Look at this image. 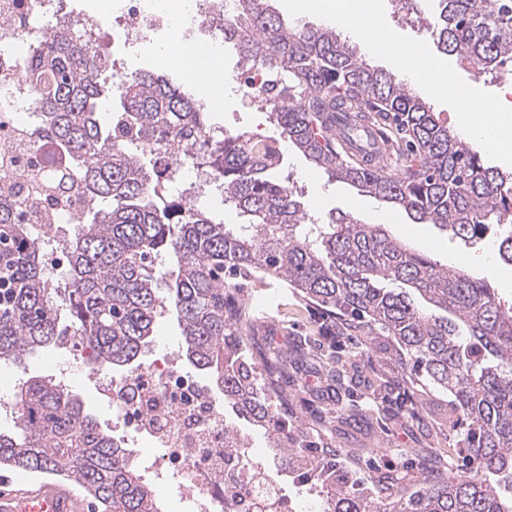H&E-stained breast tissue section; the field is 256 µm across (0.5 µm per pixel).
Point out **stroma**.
<instances>
[{"label": "stroma", "mask_w": 512, "mask_h": 512, "mask_svg": "<svg viewBox=\"0 0 512 512\" xmlns=\"http://www.w3.org/2000/svg\"><path fill=\"white\" fill-rule=\"evenodd\" d=\"M410 14L394 12L388 0H357L355 13L374 16L393 34L400 49H416L443 71L452 74L458 87L472 100L499 98L496 87L475 68L463 66L456 57L440 52L432 36L431 22L436 0H414ZM223 108L212 110L211 123L239 132L275 136L257 106L247 103L237 88L224 93ZM281 180L301 201L308 217L319 224L330 216L350 213L366 224H382L413 250L452 269L488 276L504 304L512 305V265L495 264L486 269L482 261L498 245L503 227L465 243L447 236L430 224L414 223L398 206L382 202L354 187L328 180L291 146L283 148L278 171ZM243 295L252 306L265 309L254 327L264 350L286 351L301 338H308V360L289 370L281 387L287 396L283 410L301 424L308 440L317 446L336 448L337 462L349 467L357 478L374 481L391 475L411 484L421 465L456 471L461 463L457 430L448 422L447 395L423 386L410 375L386 336L373 332L358 336H335L332 321L314 304L303 301L281 282L245 285ZM345 350L347 380L360 397L362 428H349L337 421L336 387L327 381L322 352L332 344ZM56 374L52 349L39 348L19 364H0V395H16L29 377Z\"/></svg>", "instance_id": "obj_1"}]
</instances>
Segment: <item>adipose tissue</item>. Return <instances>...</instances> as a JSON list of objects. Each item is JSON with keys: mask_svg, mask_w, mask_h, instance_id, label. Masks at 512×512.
Here are the masks:
<instances>
[{"mask_svg": "<svg viewBox=\"0 0 512 512\" xmlns=\"http://www.w3.org/2000/svg\"><path fill=\"white\" fill-rule=\"evenodd\" d=\"M293 9L306 13L319 11L332 18L337 26L353 31L359 35H367L377 31L376 20L369 15L350 16L336 8L335 0H292ZM164 63L172 65L186 73L189 79H201L203 87L210 94L214 106H221L224 101V65L218 54L201 47L191 48L189 52L170 51L162 56ZM397 66L403 68L411 83L416 84L419 91L434 98L448 99L453 104L458 121L468 132L478 130L494 131L491 142L492 151L504 157L512 156V110L501 107L499 103L469 102L456 93L452 83L444 72L434 71L429 82L419 80L420 73L428 68V60L421 52L410 51L407 57L397 58Z\"/></svg>", "mask_w": 512, "mask_h": 512, "instance_id": "adipose-tissue-1", "label": "adipose tissue"}]
</instances>
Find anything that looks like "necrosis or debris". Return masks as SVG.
Segmentation results:
<instances>
[{
  "label": "necrosis or debris",
  "instance_id": "4bbe7bcc",
  "mask_svg": "<svg viewBox=\"0 0 512 512\" xmlns=\"http://www.w3.org/2000/svg\"><path fill=\"white\" fill-rule=\"evenodd\" d=\"M175 12L154 8L153 0H121V15L108 26L72 0H0V185L12 186L17 199L36 193L37 177L50 176L60 157L32 133L35 88L27 77L34 46L27 39L35 16L81 30L96 50L105 45L137 55L176 50L214 39L231 17L238 0H175ZM165 177L175 180L180 198L198 204L197 185L209 181L207 169L195 163L196 148L163 149ZM42 208L51 217L40 223L50 242L41 264L56 273L70 257V225L82 223L89 204L81 196L65 204L44 197ZM101 402L112 411L127 437L150 443L155 453L139 457L145 472L162 482H174L175 496L187 512H256L258 501L271 502L275 512H298L278 471L250 437L236 447L224 444L231 427L224 405L211 388L181 371L171 356L153 358L131 376L96 372Z\"/></svg>",
  "mask_w": 512,
  "mask_h": 512
}]
</instances>
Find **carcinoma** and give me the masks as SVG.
Returning <instances> with one entry per match:
<instances>
[{
	"mask_svg": "<svg viewBox=\"0 0 512 512\" xmlns=\"http://www.w3.org/2000/svg\"><path fill=\"white\" fill-rule=\"evenodd\" d=\"M432 34L442 52L492 80L512 58V0H438ZM224 42L243 66L275 75L273 93L258 103L283 140L329 179L464 242L512 213V173L486 165L428 103L359 58L333 28L290 26L269 0H239L224 22ZM35 47L38 133L64 158L58 185L79 182L92 207L71 240L68 282L50 285L38 259L41 240L19 223V206L0 197V268L14 283L0 309V362H20L73 331L98 368L129 373L158 320L174 313L186 359L264 431L286 469L314 480L325 512H512V307L486 278L449 269L347 213L309 223L275 177L283 160L277 139L232 133L197 156L245 223L229 229L207 211L182 207L129 146L194 144L208 114L191 94L153 71L132 72L118 93L117 113L131 134L122 141L98 110L113 95L99 79L106 60L88 54L81 33L67 28ZM338 112L391 143L385 162L398 174L355 163L323 133L322 115ZM163 252L173 254L176 269L162 291L154 261ZM226 272L283 281L339 329L387 336L418 381L448 394L469 468H422L411 487L385 479L366 486L336 464L335 449L312 455L278 408L290 354L270 358L259 383L256 313ZM15 403L16 430L0 432V466L62 473L102 512H161L127 449L70 390L35 377Z\"/></svg>",
	"mask_w": 512,
	"mask_h": 512,
	"instance_id": "1",
	"label": "carcinoma"
}]
</instances>
